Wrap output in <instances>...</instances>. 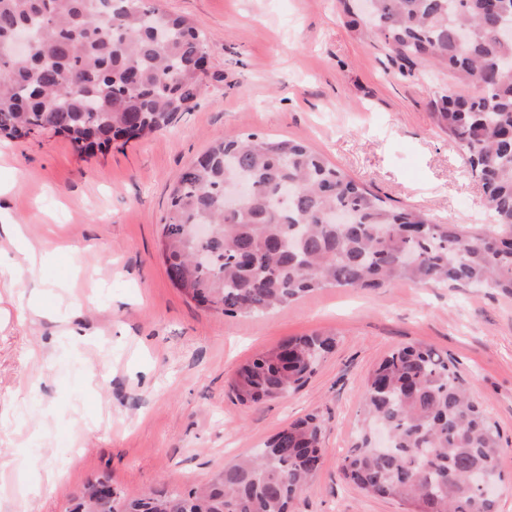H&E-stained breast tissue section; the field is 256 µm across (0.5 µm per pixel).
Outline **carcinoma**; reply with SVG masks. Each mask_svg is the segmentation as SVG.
Segmentation results:
<instances>
[{
  "label": "carcinoma",
  "mask_w": 512,
  "mask_h": 512,
  "mask_svg": "<svg viewBox=\"0 0 512 512\" xmlns=\"http://www.w3.org/2000/svg\"><path fill=\"white\" fill-rule=\"evenodd\" d=\"M345 12L394 53L398 74L448 69L439 128L467 154L490 223L477 231L440 224L367 190L301 141L248 133L213 144L172 187L162 227L170 280L191 300L226 315H263L321 288H488L512 295V0H345ZM31 43L13 52L16 32ZM469 31L460 41L461 29ZM205 35L148 0H0V136L53 131L78 149L140 139L169 127L203 92ZM253 187L234 211L230 185ZM336 211L351 216L336 224ZM216 227L202 242L193 229ZM205 250L208 264L194 256ZM326 334L290 338L236 371L231 387L258 406L303 387L333 347ZM363 425L341 473L370 496L409 512H497V496L468 483L496 479L499 431L455 364L427 345L392 351L368 377ZM387 433L377 443L373 427ZM323 421L278 431L264 448L224 466L187 495L153 490L120 499L84 488L76 512H288L318 469Z\"/></svg>",
  "instance_id": "cac0c4a2"
}]
</instances>
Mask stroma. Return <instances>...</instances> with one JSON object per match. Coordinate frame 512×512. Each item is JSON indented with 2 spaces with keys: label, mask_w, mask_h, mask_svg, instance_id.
<instances>
[{
  "label": "stroma",
  "mask_w": 512,
  "mask_h": 512,
  "mask_svg": "<svg viewBox=\"0 0 512 512\" xmlns=\"http://www.w3.org/2000/svg\"><path fill=\"white\" fill-rule=\"evenodd\" d=\"M206 36V91L169 128L91 152L44 131L0 139V217L47 261L12 285L0 232V512H71L90 482L116 495L213 480L293 420L324 422L311 487L291 512H405L344 480L361 394L392 350L447 354L499 428V512H512V297L396 283L323 288L279 311L227 316L166 273L167 198L213 142L243 133L304 141L371 191L477 230L483 188L434 112L444 71L394 73L381 39L340 0H159ZM45 313L32 317L28 299ZM315 332L336 346L285 400L241 404L231 380L255 354Z\"/></svg>",
  "instance_id": "obj_1"
}]
</instances>
